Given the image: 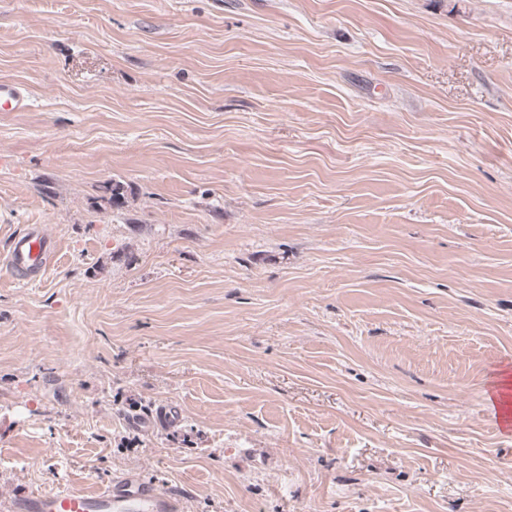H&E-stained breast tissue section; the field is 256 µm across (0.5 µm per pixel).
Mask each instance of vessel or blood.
Listing matches in <instances>:
<instances>
[{"mask_svg":"<svg viewBox=\"0 0 512 512\" xmlns=\"http://www.w3.org/2000/svg\"><path fill=\"white\" fill-rule=\"evenodd\" d=\"M52 241L38 227L15 236L8 255L15 272L35 275L48 264ZM176 493L159 489L136 472L116 476L95 492L26 491L0 498V512H182Z\"/></svg>","mask_w":512,"mask_h":512,"instance_id":"b4317fda","label":"vessel or blood"}]
</instances>
